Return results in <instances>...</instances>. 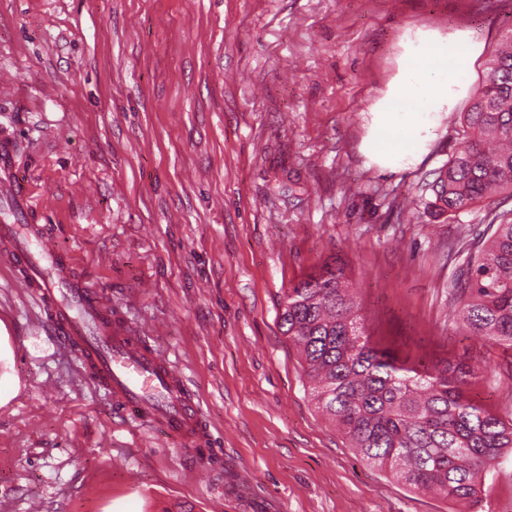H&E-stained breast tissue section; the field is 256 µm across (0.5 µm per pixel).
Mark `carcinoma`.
Instances as JSON below:
<instances>
[{"mask_svg":"<svg viewBox=\"0 0 512 512\" xmlns=\"http://www.w3.org/2000/svg\"><path fill=\"white\" fill-rule=\"evenodd\" d=\"M505 44L433 185L450 218L493 194L512 197V38ZM472 246L452 280V318L512 349V210L494 215ZM278 319L307 364L317 408L363 462L411 489L456 502L479 497L484 474L512 449V420L467 394L472 370L408 367L378 348L336 260L288 289Z\"/></svg>","mask_w":512,"mask_h":512,"instance_id":"1","label":"carcinoma"}]
</instances>
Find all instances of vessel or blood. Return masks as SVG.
I'll return each instance as SVG.
<instances>
[{"label": "vessel or blood", "instance_id": "b4317fda", "mask_svg": "<svg viewBox=\"0 0 512 512\" xmlns=\"http://www.w3.org/2000/svg\"><path fill=\"white\" fill-rule=\"evenodd\" d=\"M12 158L11 142L1 141L0 193L12 210L0 217V252L21 265L22 286L33 292L109 403L151 424L177 447L204 452L210 429L181 373L145 336L113 318L104 292L71 276L66 255L43 225L24 223L28 196L13 175Z\"/></svg>", "mask_w": 512, "mask_h": 512}]
</instances>
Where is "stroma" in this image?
Instances as JSON below:
<instances>
[{
	"label": "stroma",
	"mask_w": 512,
	"mask_h": 512,
	"mask_svg": "<svg viewBox=\"0 0 512 512\" xmlns=\"http://www.w3.org/2000/svg\"><path fill=\"white\" fill-rule=\"evenodd\" d=\"M512 0H0V136L36 223L198 396L208 466L111 407L0 255V512H512V454L478 501L364 465L316 408L278 326L289 288L340 258L368 333L411 363H463L512 416V351L450 316L462 242L432 184L460 99L398 173L360 150L408 38L470 31L482 84Z\"/></svg>",
	"instance_id": "1"
}]
</instances>
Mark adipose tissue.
Here are the masks:
<instances>
[{
	"mask_svg": "<svg viewBox=\"0 0 512 512\" xmlns=\"http://www.w3.org/2000/svg\"><path fill=\"white\" fill-rule=\"evenodd\" d=\"M481 52V44L464 32L445 40L418 34L407 44L386 95L372 109L364 155L390 172L419 163L442 113L465 96L467 77Z\"/></svg>",
	"mask_w": 512,
	"mask_h": 512,
	"instance_id": "obj_1",
	"label": "adipose tissue"
}]
</instances>
